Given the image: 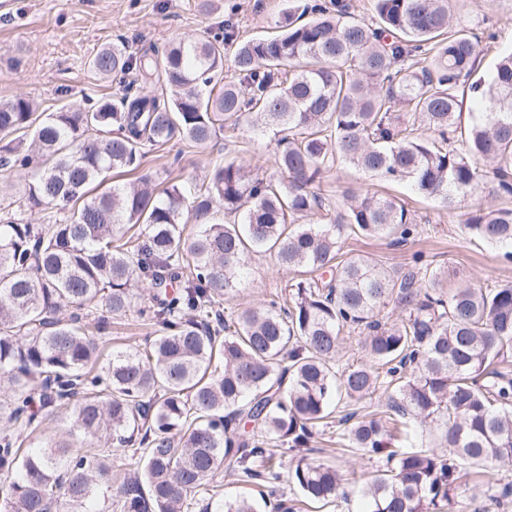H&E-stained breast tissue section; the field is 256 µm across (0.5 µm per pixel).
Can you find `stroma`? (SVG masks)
Instances as JSON below:
<instances>
[{
  "instance_id": "35a3bbf8",
  "label": "stroma",
  "mask_w": 512,
  "mask_h": 512,
  "mask_svg": "<svg viewBox=\"0 0 512 512\" xmlns=\"http://www.w3.org/2000/svg\"><path fill=\"white\" fill-rule=\"evenodd\" d=\"M284 7L285 0H14L12 17L0 18V103L31 99L40 118L66 104L115 97L118 84L89 68L90 59L103 45L121 42L133 54L160 49L216 29L228 18L239 39H251L274 33ZM452 11L481 37V70L492 69L501 54L512 51V0H452ZM273 147L272 133L247 129L237 137H218L205 148L175 140L165 149L147 150L142 170L159 182L199 184L208 180L213 164L231 160L246 173L271 175L275 172ZM27 179V172L0 168V214L22 211L31 223H53L54 210L27 209ZM320 187L337 206L352 191L395 197L419 227L417 236L403 245L390 244L385 238L349 236L343 243L348 255L362 256L393 274L422 259L431 269L444 270L443 285L448 289L469 282L491 288L512 283V261L504 260L498 247L467 232L463 221L470 199H461L449 209L438 200L415 194L408 184L384 182L343 164L323 172ZM296 277V272L277 269L267 254L251 255L239 291L224 302L223 311L231 316L247 307L285 299ZM154 331L135 307L112 318L102 336L100 360H107L115 350L144 346ZM46 415L43 425L24 438L22 451L51 441L74 440L68 410L50 408ZM309 457L316 463L336 465L348 480L345 497L330 512H365L361 488L378 468V458L345 447L344 430L333 423L312 442ZM508 485H512V467L481 473L467 470L443 512H484L489 494Z\"/></svg>"
}]
</instances>
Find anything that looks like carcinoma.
Listing matches in <instances>:
<instances>
[{
    "label": "carcinoma",
    "instance_id": "1",
    "mask_svg": "<svg viewBox=\"0 0 512 512\" xmlns=\"http://www.w3.org/2000/svg\"><path fill=\"white\" fill-rule=\"evenodd\" d=\"M374 2L366 23L350 0H288L268 37L239 40L227 22L140 55L106 45L89 61L104 79L155 78L159 94L127 88L38 123L29 99L0 104V134L18 138L0 165L31 172L29 208L60 214L47 225L0 219V386L10 392L0 401V512H89L102 492L115 512H193L196 496L219 495L226 470L267 491L226 499L220 512H260L284 482L323 507L345 494L344 478L306 452L337 394L386 396L382 415L340 419L348 447L386 461L364 484L367 512H436L462 467L512 463V378L492 368L512 349V284L447 294L418 259L394 277L343 257L351 234H418L391 197L349 195L326 222L298 223L325 210L315 178L338 162L448 207L474 192L512 194V52L478 78V39L454 22L450 0ZM229 48L237 78L225 82ZM468 97L478 110L460 150L448 134ZM242 126L280 135V177L221 161L191 202L185 186L159 190L147 173L108 183L139 168L147 147H206ZM187 208L200 221L188 237ZM463 224L512 259V208H478ZM253 253L316 277L292 282L286 307L226 319L221 301L236 295ZM140 288L151 290L140 314L158 336L95 368L104 320L84 319L100 306L128 311ZM391 301L405 316L389 326L375 312ZM66 307L69 318L57 317ZM347 330L364 333L371 362L339 372ZM62 405L84 446L20 454L43 410ZM430 419L441 422L437 445L396 447L405 421ZM105 447L130 460L119 482Z\"/></svg>",
    "mask_w": 512,
    "mask_h": 512
}]
</instances>
